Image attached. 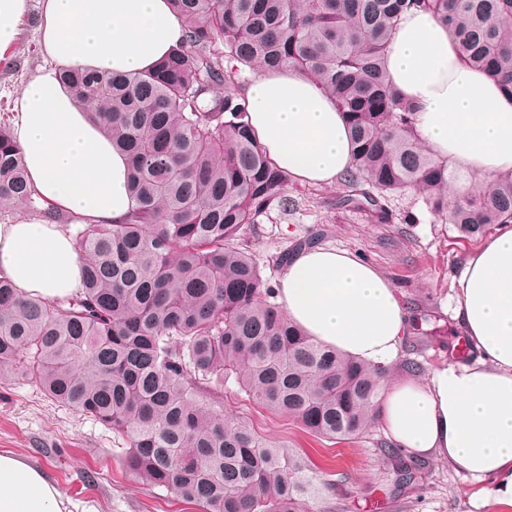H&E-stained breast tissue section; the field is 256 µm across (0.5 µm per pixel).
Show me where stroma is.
Returning <instances> with one entry per match:
<instances>
[{"mask_svg": "<svg viewBox=\"0 0 512 512\" xmlns=\"http://www.w3.org/2000/svg\"><path fill=\"white\" fill-rule=\"evenodd\" d=\"M38 12V0H31L14 62L0 69V109L13 111L24 83L41 63L34 26ZM342 191L339 184L289 181L288 206L272 207L259 217L247 236L250 250L270 287L284 272V257L311 244L353 251L374 263L394 283L410 319L389 373L399 376L403 365L412 362L419 367L418 378H427L450 361L465 336L452 313V283L477 242L435 218L416 190L388 196L382 219L338 207ZM224 411L304 454L319 471L345 473V482L315 501V512H471L473 487L445 460L420 459L417 480L395 488L384 454L391 441L382 424H374L355 442L335 444L240 397L231 384L224 388ZM0 452L47 469L63 497L96 512H194L170 491L126 472L123 444L110 430L54 403L32 383H0Z\"/></svg>", "mask_w": 512, "mask_h": 512, "instance_id": "35a3bbf8", "label": "stroma"}]
</instances>
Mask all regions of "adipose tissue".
I'll use <instances>...</instances> for the list:
<instances>
[{
    "label": "adipose tissue",
    "mask_w": 512,
    "mask_h": 512,
    "mask_svg": "<svg viewBox=\"0 0 512 512\" xmlns=\"http://www.w3.org/2000/svg\"><path fill=\"white\" fill-rule=\"evenodd\" d=\"M28 0H0V61L9 62ZM168 0H41L37 48L45 58L15 101L13 137L43 206L81 224H118L132 208L129 160L62 85L63 67L124 74L152 68L182 45ZM389 82L415 107V130L432 153L474 177L512 174V96L465 66L446 27L406 12L385 52ZM260 146L293 180L332 185L353 163L344 114L293 67L263 73L246 90ZM81 262L72 241L37 214L0 224V274L19 293L74 294ZM455 317L479 357L447 364L427 381L408 376L382 390L376 413L388 436L418 456L448 460L475 487V512H512V223L469 252L453 285ZM289 318L340 354L383 366L408 330L389 277L356 253L329 247L289 260L276 287ZM0 512H72L54 480L0 453Z\"/></svg>",
    "instance_id": "ef3b65f1"
}]
</instances>
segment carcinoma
<instances>
[{
	"instance_id": "1",
	"label": "carcinoma",
	"mask_w": 512,
	"mask_h": 512,
	"mask_svg": "<svg viewBox=\"0 0 512 512\" xmlns=\"http://www.w3.org/2000/svg\"><path fill=\"white\" fill-rule=\"evenodd\" d=\"M185 42L144 73L65 69L61 81L131 158L133 208L121 224H76L36 207L0 113V205L33 207L72 231L83 281L73 295H18L0 276V380L32 382L125 444L123 465L198 512H310L331 483L307 459L224 414V383L307 433L368 432L385 369L303 334L270 302L245 239L284 204L288 175L258 144L245 71L291 65L345 114L354 164L341 179L379 196L343 195L384 214L380 198L422 190L464 238L512 222V176L448 168L414 132L415 108L389 84L385 51L403 14L432 12L462 62L512 95V0H170ZM230 87L221 93L218 88ZM398 485L416 472L391 448Z\"/></svg>"
}]
</instances>
